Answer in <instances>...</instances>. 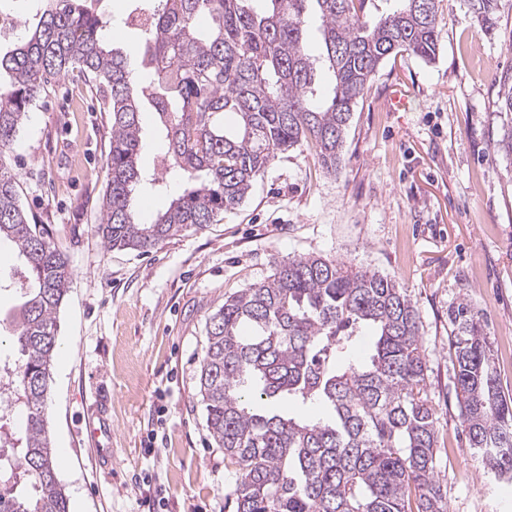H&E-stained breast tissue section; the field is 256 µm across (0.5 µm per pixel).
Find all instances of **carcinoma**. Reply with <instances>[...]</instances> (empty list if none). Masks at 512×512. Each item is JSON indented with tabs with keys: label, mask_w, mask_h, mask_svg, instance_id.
<instances>
[{
	"label": "carcinoma",
	"mask_w": 512,
	"mask_h": 512,
	"mask_svg": "<svg viewBox=\"0 0 512 512\" xmlns=\"http://www.w3.org/2000/svg\"><path fill=\"white\" fill-rule=\"evenodd\" d=\"M32 34L0 53V153L16 141L49 79L71 66L110 93L112 136L98 234L109 248L147 253L239 206L272 160L303 141L337 173L354 106L386 58L438 57L439 0H156L142 27L144 70L107 49L88 0H42ZM485 33L498 0H469ZM208 24H199L200 18ZM154 109L162 176L138 166L141 110ZM169 176L185 188L153 222L134 193ZM24 279L10 315L11 383L25 413L16 468L0 476V512H71L57 477L46 406L67 294V255L19 205L0 160V243ZM454 384L472 455L512 473V398L465 301L448 309ZM367 357H343L361 330ZM199 394L206 427L237 478L236 512H448L435 466L438 419L427 391L417 310L395 281L322 256L283 261L228 297L206 322Z\"/></svg>",
	"instance_id": "cac0c4a2"
}]
</instances>
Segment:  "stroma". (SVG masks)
Returning a JSON list of instances; mask_svg holds the SVG:
<instances>
[{
	"instance_id": "obj_1",
	"label": "stroma",
	"mask_w": 512,
	"mask_h": 512,
	"mask_svg": "<svg viewBox=\"0 0 512 512\" xmlns=\"http://www.w3.org/2000/svg\"><path fill=\"white\" fill-rule=\"evenodd\" d=\"M133 0H94L131 69ZM435 63L387 59L355 107L341 170L303 143L279 154L247 197L202 229L151 252L111 249L96 232L112 114L80 67L52 79L9 152L19 201L67 254L60 354L47 416L72 512H235L234 473L205 424L198 392L205 325L226 298L300 256L335 257L387 275L420 317L436 466L448 512H512V477L472 471L454 386L448 308L477 310L504 392L512 394V155L493 145L512 113L498 105L512 72V0L494 34L468 0H441ZM104 416L111 438L91 444Z\"/></svg>"
}]
</instances>
